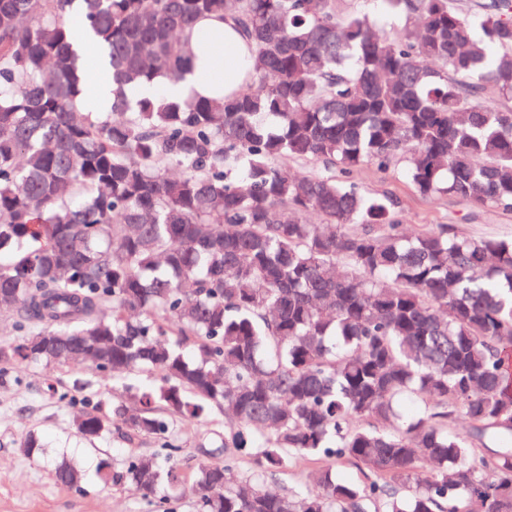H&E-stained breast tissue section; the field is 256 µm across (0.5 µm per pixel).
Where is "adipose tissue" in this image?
Masks as SVG:
<instances>
[{
    "label": "adipose tissue",
    "instance_id": "ef3b65f1",
    "mask_svg": "<svg viewBox=\"0 0 512 512\" xmlns=\"http://www.w3.org/2000/svg\"><path fill=\"white\" fill-rule=\"evenodd\" d=\"M197 28L192 44L194 60L184 82L165 84L169 98L174 100L202 97H232L239 85L249 76L253 61L251 42L246 39L231 19H204ZM221 45L224 49V78L215 82L206 78L210 66L209 48Z\"/></svg>",
    "mask_w": 512,
    "mask_h": 512
}]
</instances>
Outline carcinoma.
Wrapping results in <instances>:
<instances>
[{
	"label": "carcinoma",
	"instance_id": "obj_1",
	"mask_svg": "<svg viewBox=\"0 0 512 512\" xmlns=\"http://www.w3.org/2000/svg\"><path fill=\"white\" fill-rule=\"evenodd\" d=\"M74 2L0 0V298L19 334L0 384L88 361L128 401L76 432L161 442L98 480L198 512H512V239L408 237L346 180L400 165L423 195L512 209V108L485 102L512 98V0ZM210 15L254 44L237 94L130 95L183 80L185 33ZM92 65L108 112L77 106ZM290 159L320 168L296 181ZM226 414L224 462L182 473L171 421ZM245 450L255 469L234 479ZM295 458L325 465L269 491ZM54 473L84 489L78 465Z\"/></svg>",
	"mask_w": 512,
	"mask_h": 512
}]
</instances>
